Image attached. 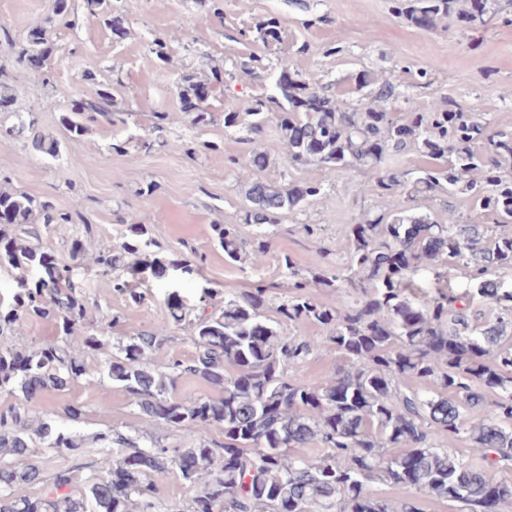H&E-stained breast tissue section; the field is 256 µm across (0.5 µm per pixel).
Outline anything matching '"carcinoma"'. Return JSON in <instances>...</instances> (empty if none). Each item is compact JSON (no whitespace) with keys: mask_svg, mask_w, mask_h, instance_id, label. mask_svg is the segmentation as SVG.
Masks as SVG:
<instances>
[{"mask_svg":"<svg viewBox=\"0 0 512 512\" xmlns=\"http://www.w3.org/2000/svg\"><path fill=\"white\" fill-rule=\"evenodd\" d=\"M392 12L420 28L449 17L465 28L495 20L512 24V0H390ZM257 38L269 50L281 44L275 15L260 21ZM46 32L31 30L23 64L48 60ZM179 91L193 126L212 120L208 101L228 88L221 74L202 83L183 77ZM390 84L357 108L324 93L317 80L274 76L241 110L224 113V128L243 129L251 145L243 168L256 175L268 155L255 146L267 122L280 133L290 167L315 165L326 172L352 167L371 171L374 187L390 199L389 216L366 214L348 225L346 264L318 268L304 277L284 253L277 263L293 291L278 298L269 289L224 297L203 288L197 305L166 296L169 318L151 330L107 347L90 319L98 304L69 280L54 254L13 234L38 240L76 211L59 209L23 193L0 189V270L33 272L0 300V395L15 402L0 408V512H180L156 496V479L170 472L194 488L188 512H418L415 499L428 494L468 507L469 512H512V486L490 471L512 470V288L497 274L512 272V134L489 133L485 124L448 100L427 112H395ZM112 97L97 91L62 124L75 138L99 119L113 120ZM409 147L441 162L409 179L390 166ZM462 187L473 198L467 221L442 224L406 215L418 197ZM318 183L276 185L255 179L243 222L277 224L286 211L320 194ZM493 213L498 223L486 224ZM213 230L224 259L260 263L269 242L257 235L244 251L229 224ZM147 224L126 225L117 249L98 252L94 265L112 274V290L134 305L143 295L118 273L148 269L190 276L188 259H167ZM429 271L437 282L463 274L469 288H438L412 295V282ZM329 288L327 300L309 289ZM275 311L272 322L264 311ZM50 319L58 337L28 349L8 341L20 319ZM313 324L321 339L292 335L288 324ZM181 331L195 344L188 361L173 357L162 369L152 355ZM343 356L325 385L314 387L289 375L315 351ZM84 351L101 355L100 377L122 387L149 421L184 432L169 448L150 437L133 439L109 429L87 448L67 427L37 416L39 394L62 391L87 374ZM182 378L223 391L221 397L176 395ZM416 382L414 388L410 382ZM224 435L220 442L212 437ZM465 436L472 454L456 455L437 443ZM318 444L316 460L295 453ZM64 452L70 464L50 468L41 452ZM85 477L74 485L75 473ZM374 480L405 491L392 502L368 490ZM49 484L53 497L18 496L21 485Z\"/></svg>","mask_w":512,"mask_h":512,"instance_id":"carcinoma-1","label":"carcinoma"}]
</instances>
